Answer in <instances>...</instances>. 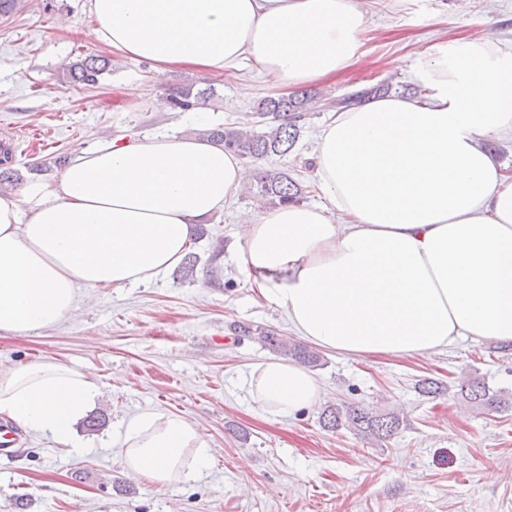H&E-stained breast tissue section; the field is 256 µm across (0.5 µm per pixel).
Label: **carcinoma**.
<instances>
[{
	"instance_id": "carcinoma-1",
	"label": "carcinoma",
	"mask_w": 512,
	"mask_h": 512,
	"mask_svg": "<svg viewBox=\"0 0 512 512\" xmlns=\"http://www.w3.org/2000/svg\"><path fill=\"white\" fill-rule=\"evenodd\" d=\"M110 66L109 58L89 54L70 63L66 71L74 84L94 87ZM392 89V83L384 81L343 98L336 102V106L341 109L355 106L376 96L385 95ZM208 96L210 93L203 90L194 93L183 87L172 88L169 93L173 108L183 112L204 105ZM323 101V96L316 91L268 96L258 103L256 112L252 113L253 121L244 126L217 125L205 130L203 136L224 144V149L251 162L283 157L295 147L305 117L322 107ZM11 161L9 152H4L0 159V186L16 185L21 179L18 170L10 166ZM251 189L260 201L274 207L288 203L298 204L306 193V186L290 176L288 170L276 167L259 168ZM234 330L247 336L255 334L263 346L300 363L310 367L319 365L320 355L301 342H290L272 331L261 328L254 330L246 325H238ZM459 392L461 400L480 410L512 407V394L501 388L494 390L483 380L464 383ZM321 423L327 430L345 428L363 439L381 442L398 434L403 420L395 413H377L349 405L325 409L321 414Z\"/></svg>"
}]
</instances>
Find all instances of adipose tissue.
Wrapping results in <instances>:
<instances>
[{
    "label": "adipose tissue",
    "instance_id": "1",
    "mask_svg": "<svg viewBox=\"0 0 512 512\" xmlns=\"http://www.w3.org/2000/svg\"><path fill=\"white\" fill-rule=\"evenodd\" d=\"M89 12L86 39L156 72L245 65L280 87L358 61L365 26L358 0H89ZM415 78L424 102L389 95L322 128L314 178L327 205H282L239 226L241 271L317 347L404 358L468 337L512 342V174L485 147L512 134V50L462 38L435 46ZM247 178L211 140L127 136L74 149L57 177L1 193L0 332L59 325L80 289L154 279ZM247 394L289 418L323 388L278 358L251 365ZM95 395L59 363L0 370V415L71 447ZM122 446L124 469L162 487L210 466L205 433L174 413L131 417Z\"/></svg>",
    "mask_w": 512,
    "mask_h": 512
}]
</instances>
